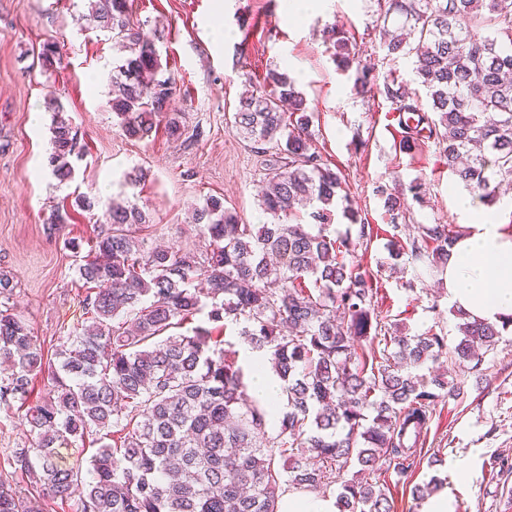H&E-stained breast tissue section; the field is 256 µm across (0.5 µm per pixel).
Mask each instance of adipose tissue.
Here are the masks:
<instances>
[{
  "mask_svg": "<svg viewBox=\"0 0 512 512\" xmlns=\"http://www.w3.org/2000/svg\"><path fill=\"white\" fill-rule=\"evenodd\" d=\"M474 217L455 242L442 285L451 306L489 323L512 320V200L496 209L481 208L471 195L456 197Z\"/></svg>",
  "mask_w": 512,
  "mask_h": 512,
  "instance_id": "ef3b65f1",
  "label": "adipose tissue"
}]
</instances>
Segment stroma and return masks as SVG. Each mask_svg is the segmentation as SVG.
I'll list each match as a JSON object with an SVG mask.
<instances>
[{
  "label": "stroma",
  "instance_id": "obj_1",
  "mask_svg": "<svg viewBox=\"0 0 512 512\" xmlns=\"http://www.w3.org/2000/svg\"><path fill=\"white\" fill-rule=\"evenodd\" d=\"M284 3L223 0L218 14L214 0H134V19L163 35L159 50L178 87L171 111L202 131L188 148L162 128L143 138L121 130L107 105L120 53L111 34L86 19L87 0H0V270L12 278V301L45 348L62 344L85 324L74 247L87 244L97 226L75 206V194L133 198L152 215L150 248L202 250L192 207L210 196L221 198L242 223L264 222L258 190L267 157L224 114L246 81L261 82L270 69L288 72L304 94L315 114L311 148L345 184L348 198L333 209L337 233L359 231L343 215L347 205L369 226L371 239L357 246L355 257L372 274L380 322L408 334L430 330L456 343L458 320L440 273L420 263L391 264L387 244L395 233L418 235L423 224L470 223L453 195L459 184L434 143L400 150L391 103L377 94L357 95L323 39L324 28L335 24L355 38L363 55H374L382 23L377 0H316L298 16L286 13ZM47 42L63 48L61 60L50 66L38 57ZM56 101L84 153L64 186L45 165L51 149L47 106ZM139 169L145 174L140 185H125V175ZM416 179L425 182L426 198L409 202L399 229H392L372 189L381 182L403 195ZM62 207L67 224L50 229L48 216ZM442 371L458 383L459 396L435 403L406 476L383 459L372 479L392 512H421L412 490L438 474L455 498V512H503L512 498V332L503 331L478 367L450 358ZM459 463L466 465L468 481L456 480Z\"/></svg>",
  "mask_w": 512,
  "mask_h": 512
}]
</instances>
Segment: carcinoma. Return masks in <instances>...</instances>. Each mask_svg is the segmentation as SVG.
Here are the masks:
<instances>
[{"label": "carcinoma", "instance_id": "1", "mask_svg": "<svg viewBox=\"0 0 512 512\" xmlns=\"http://www.w3.org/2000/svg\"><path fill=\"white\" fill-rule=\"evenodd\" d=\"M397 14L404 33L380 45L381 64L413 58L414 83L430 99V117L396 72L376 74L361 61L354 38L324 30L337 70L354 72L358 94L377 92L398 112L400 147L439 146L448 171L485 205L495 185L512 180V0H377ZM97 27L127 55L112 67L109 105L130 136L164 124L192 143L169 111L177 87L163 77L156 35L131 17L130 0H88ZM46 165L60 184L74 175L81 146L63 107L52 103ZM232 127L278 159L260 196L264 224H241L222 199L193 209L205 249L145 250L139 237L150 215L131 201L101 204L75 197L86 212L102 207L100 231L77 265L87 325L55 351L57 363L22 314L10 305L14 286L0 272V402L18 400L27 441L0 464V512H48L51 501L75 512H279L275 458L296 489L341 482L338 512H391L370 474L380 458L403 474L410 467L431 407L460 388L419 373L448 355L447 337L383 336L379 361L363 343L378 338L370 271L354 260L351 235L330 231L328 206L345 191L341 176L310 151L313 115L285 72L238 98ZM393 228L405 199L376 186ZM458 234L433 224L408 246L389 241L392 256L443 268ZM199 315L232 325L262 351L284 382L286 412L276 435L268 411L250 398L236 351L199 324ZM460 362L480 360L500 331L457 310ZM47 376L55 398L28 401L33 380ZM92 439L98 448L86 473L61 464L60 449ZM349 466L356 477L342 479ZM22 475L37 497L13 486Z\"/></svg>", "mask_w": 512, "mask_h": 512}]
</instances>
